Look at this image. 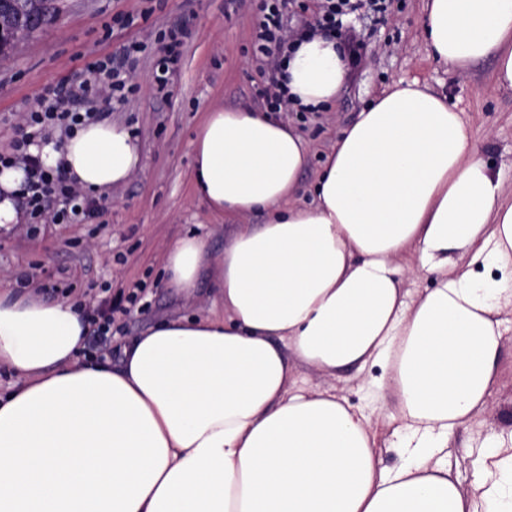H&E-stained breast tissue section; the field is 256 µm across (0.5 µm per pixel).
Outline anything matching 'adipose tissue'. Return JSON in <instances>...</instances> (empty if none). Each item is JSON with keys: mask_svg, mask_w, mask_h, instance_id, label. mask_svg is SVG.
<instances>
[{"mask_svg": "<svg viewBox=\"0 0 512 512\" xmlns=\"http://www.w3.org/2000/svg\"><path fill=\"white\" fill-rule=\"evenodd\" d=\"M423 29L434 59H494L512 89V0H426ZM346 76L319 32L284 81L317 112ZM192 146L194 193L231 239L215 255L180 238L164 270L190 297L209 269L220 312L158 322L115 370L82 361L73 302L0 286V367L18 377L0 394V512H512V439L487 433L469 486L448 465L498 383L512 307V202L462 113L418 81L390 87L341 130L308 206L309 149L287 122L215 107ZM40 154L89 192L140 166L131 132L99 122ZM255 212L265 223H244ZM409 277L436 285L412 300ZM376 365L392 469L370 417L299 381ZM379 437H378V456L382 466L394 467L400 464V458L397 455L395 448H392L390 438V429L379 422Z\"/></svg>", "mask_w": 512, "mask_h": 512, "instance_id": "adipose-tissue-1", "label": "adipose tissue"}]
</instances>
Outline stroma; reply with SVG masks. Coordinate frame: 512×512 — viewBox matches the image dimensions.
<instances>
[{
	"label": "stroma",
	"instance_id": "1",
	"mask_svg": "<svg viewBox=\"0 0 512 512\" xmlns=\"http://www.w3.org/2000/svg\"><path fill=\"white\" fill-rule=\"evenodd\" d=\"M58 11L24 40L0 55V148L20 113L38 109L43 86L85 78L93 58L122 52L130 43L146 45L135 64L138 91L127 100L109 97L97 104L106 121L127 126L138 140L141 167L126 183L97 195L99 212L85 224H49L34 237L22 225L0 226V283L14 284L30 268L56 283L46 297L78 301L92 294L118 297L144 284L142 299L115 312L112 348L106 356L120 366L122 347L161 319L207 309L209 276L200 279L196 300L186 301L166 283L167 247L187 235L208 238L213 253L228 244L223 217L213 214L192 189V141L208 109L215 106L259 109L267 87L264 57L254 50L261 0L246 7L230 0H56ZM120 13L137 18L124 28ZM424 0H393L385 17H343L342 34L356 33L362 46L348 64V76L334 108L321 112H284L309 147V164L300 177V197L311 203V188L339 131L383 90L419 80L456 104L470 126L473 144L499 172L512 196V90L493 82L494 62L486 59L460 74L430 56L423 34ZM177 26L191 33L178 70L165 92L151 79L156 60ZM500 378L488 408L454 435L452 472L469 484L468 461L493 428L512 426V314L505 315ZM379 368L355 377L353 371L328 377L306 371L309 384L335 391L356 409L370 411Z\"/></svg>",
	"mask_w": 512,
	"mask_h": 512
}]
</instances>
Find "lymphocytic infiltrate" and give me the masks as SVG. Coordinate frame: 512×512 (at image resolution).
I'll use <instances>...</instances> for the list:
<instances>
[{
  "label": "lymphocytic infiltrate",
  "mask_w": 512,
  "mask_h": 512,
  "mask_svg": "<svg viewBox=\"0 0 512 512\" xmlns=\"http://www.w3.org/2000/svg\"><path fill=\"white\" fill-rule=\"evenodd\" d=\"M391 0H319L315 24L293 25L296 0H263L257 22L255 46L269 65L270 87L265 105L273 112L293 111L294 105L278 74L281 61L294 43L315 30L335 31L350 14L385 15ZM139 44L128 46L122 57L89 62L87 76L79 82L60 81L44 86L39 110L25 112L12 127L7 151H0V166L19 167L25 173L19 197L26 215V234L34 236L41 224H81L92 218L96 201L67 174L64 167H46L31 146L48 142L54 130L73 133L97 121L94 105L102 96L125 99L134 92L129 58L142 52Z\"/></svg>",
  "instance_id": "f902f5d3"
}]
</instances>
